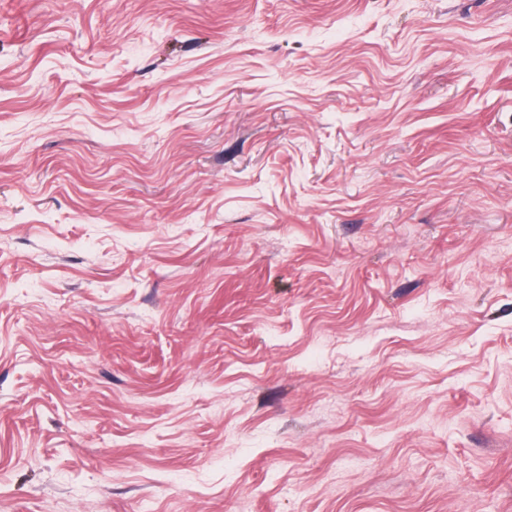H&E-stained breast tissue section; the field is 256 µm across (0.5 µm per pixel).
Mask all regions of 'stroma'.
Returning <instances> with one entry per match:
<instances>
[{
    "label": "stroma",
    "instance_id": "35a3bbf8",
    "mask_svg": "<svg viewBox=\"0 0 512 512\" xmlns=\"http://www.w3.org/2000/svg\"><path fill=\"white\" fill-rule=\"evenodd\" d=\"M0 512H512V0H0Z\"/></svg>",
    "mask_w": 512,
    "mask_h": 512
}]
</instances>
